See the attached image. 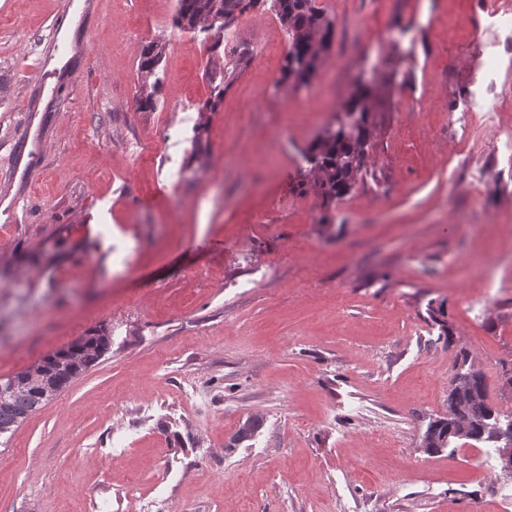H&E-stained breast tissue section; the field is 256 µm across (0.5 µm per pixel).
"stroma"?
<instances>
[{"instance_id": "1", "label": "stroma", "mask_w": 512, "mask_h": 512, "mask_svg": "<svg viewBox=\"0 0 512 512\" xmlns=\"http://www.w3.org/2000/svg\"><path fill=\"white\" fill-rule=\"evenodd\" d=\"M317 5L334 38L298 89L266 2L229 25L221 77L219 31L174 27L177 0H0V381L110 338L0 436V512H512L493 443L421 446L459 351L512 412V279L471 290L512 257V161L491 156L512 103L486 88L471 0ZM346 64L373 83V139L327 203L302 156ZM164 50L165 44L162 42L150 41L141 52L138 69L141 72L153 73L162 60ZM511 266L512 259L509 264H505L495 257L489 259L477 273L473 291L482 295L488 294L492 288L496 287L498 281H501L510 272ZM82 338L90 352L89 354H76L67 348H61L46 357L47 367L60 371L65 387L85 372L87 368L94 365L107 350V347L103 345V334L98 332L89 333Z\"/></svg>"}]
</instances>
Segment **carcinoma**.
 I'll return each instance as SVG.
<instances>
[{
	"instance_id": "carcinoma-1",
	"label": "carcinoma",
	"mask_w": 512,
	"mask_h": 512,
	"mask_svg": "<svg viewBox=\"0 0 512 512\" xmlns=\"http://www.w3.org/2000/svg\"><path fill=\"white\" fill-rule=\"evenodd\" d=\"M259 3L260 0H177L173 24L180 29L200 32L215 27L224 29L237 16L256 8ZM271 7L288 30L289 49L283 79L297 88L306 86L317 72L322 54L333 41V21L316 6V0H271ZM164 50L165 44L160 41L153 40L145 45L139 58V70L153 73ZM371 97L368 86L356 87L343 107V115L336 118L337 127L317 140L309 152L308 162L320 172L316 184L326 202L349 193L364 169L372 128ZM84 342L89 350L86 355L61 348L46 357L47 367L60 371L66 385L94 365L107 350L103 335L98 332L84 336ZM454 401L460 416L470 423V440L496 442L495 436L483 431L484 425L495 423L500 414L486 402L482 377L462 373L458 387L448 396V402ZM42 406L37 393L31 391L15 396L6 405L0 404V434L13 432Z\"/></svg>"
}]
</instances>
